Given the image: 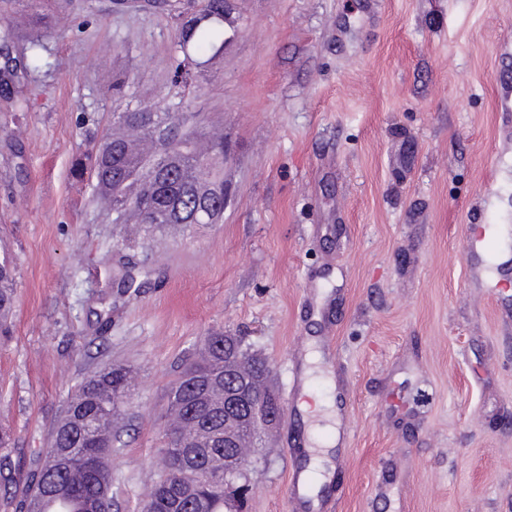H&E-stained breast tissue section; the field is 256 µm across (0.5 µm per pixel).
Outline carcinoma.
Listing matches in <instances>:
<instances>
[{
  "mask_svg": "<svg viewBox=\"0 0 512 512\" xmlns=\"http://www.w3.org/2000/svg\"><path fill=\"white\" fill-rule=\"evenodd\" d=\"M225 0H187L178 11V37L174 67L177 82L196 89L206 80L211 62L224 56ZM39 28V21L15 14L0 15L3 46L18 38L27 41V53L12 70L0 75V85L15 92L17 85L36 67L41 39L22 28ZM208 37L211 55L192 56ZM131 128L153 147L136 151L115 131ZM203 112L196 111L189 93L163 104L141 102L112 114V122L87 154L79 174L94 181L92 202L105 211L113 233L131 241L128 217L137 216L138 233L149 238L167 224H221L224 221V135ZM140 266L121 263L112 280L126 292L143 287ZM15 272L7 254L0 255V328L7 325L15 304ZM234 371L249 379L255 402L266 399L265 362L248 353L236 336L222 330L207 333L196 354L181 372L169 395L170 407L179 420L163 426L165 448L157 459L161 475L143 503L151 512H242L245 503L236 493L224 495L214 480L224 477V448L211 440L205 446L197 436L224 427V373ZM134 376L123 365L108 360L84 377L68 398L63 414L50 430L44 458L54 464L37 465L29 474L30 488L20 512H37L34 504L45 501L48 512H112V445L120 437L125 415L124 400ZM11 434L0 428V481L12 473L6 449Z\"/></svg>",
  "mask_w": 512,
  "mask_h": 512,
  "instance_id": "obj_1",
  "label": "carcinoma"
}]
</instances>
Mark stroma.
<instances>
[{
    "mask_svg": "<svg viewBox=\"0 0 512 512\" xmlns=\"http://www.w3.org/2000/svg\"><path fill=\"white\" fill-rule=\"evenodd\" d=\"M237 31L198 89L224 125V221L128 248L75 170L127 103L172 98L178 22L113 0L48 9L29 106L0 137V245L16 304L0 335V425L14 484L77 382L135 371L112 458L119 512H141L169 392L202 336H242L287 398L294 353L322 351L312 392L347 388L331 512H512V234L494 274L469 231L512 225V0H235ZM414 143V157L404 147ZM145 261L135 296L111 288ZM288 421L251 457L248 512H292Z\"/></svg>",
    "mask_w": 512,
    "mask_h": 512,
    "instance_id": "stroma-1",
    "label": "stroma"
}]
</instances>
